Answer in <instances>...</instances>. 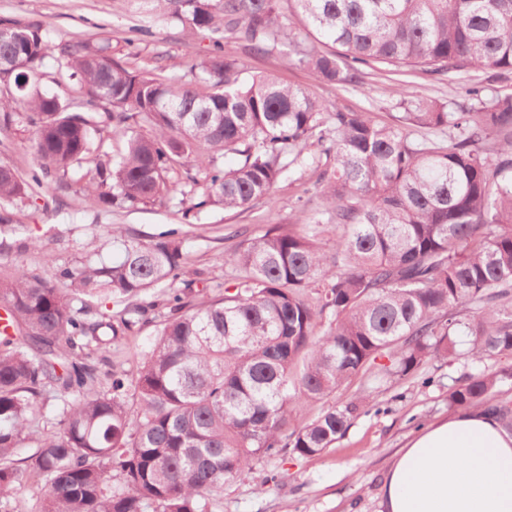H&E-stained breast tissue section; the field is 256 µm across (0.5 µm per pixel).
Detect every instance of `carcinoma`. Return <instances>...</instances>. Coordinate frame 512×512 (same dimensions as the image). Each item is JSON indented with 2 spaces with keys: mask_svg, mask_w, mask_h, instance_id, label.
<instances>
[{
  "mask_svg": "<svg viewBox=\"0 0 512 512\" xmlns=\"http://www.w3.org/2000/svg\"><path fill=\"white\" fill-rule=\"evenodd\" d=\"M145 18L168 15L224 32L256 54H280L316 80L349 85L373 63L442 81L459 71L512 73V0H137ZM4 119L20 109L35 127L37 167L21 180L0 163V203L40 196L73 163L122 134L124 152L98 160L80 193L99 208L186 195L181 160L205 174L196 204L275 202L305 151L319 148L325 207L302 231L275 224L224 255L234 291L185 309L175 283L185 263L179 231L142 239L111 228L122 253L47 275L16 261L0 270V512H217L224 483L265 486L264 459L320 455L372 407L368 395L304 411L382 358L405 379L431 358H512V94L464 87L453 112L408 92L399 125L340 108L275 76L246 80L221 40L193 64L200 79L133 71L109 42L51 44L37 23L0 19ZM54 55L93 112H71L38 86ZM139 118L148 133L129 131ZM238 157L226 168L218 159ZM336 238L319 242L323 223ZM161 327L137 369L105 375L94 354L155 310ZM123 304L120 326L101 310ZM512 366L448 387V407H482L512 432ZM54 392L60 403L42 412ZM38 437L33 453L15 460ZM22 462L25 468L17 466ZM38 507L23 509L28 478Z\"/></svg>",
  "mask_w": 512,
  "mask_h": 512,
  "instance_id": "carcinoma-1",
  "label": "carcinoma"
}]
</instances>
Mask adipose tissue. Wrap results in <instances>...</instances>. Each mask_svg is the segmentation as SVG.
<instances>
[{
  "instance_id": "obj_1",
  "label": "adipose tissue",
  "mask_w": 512,
  "mask_h": 512,
  "mask_svg": "<svg viewBox=\"0 0 512 512\" xmlns=\"http://www.w3.org/2000/svg\"><path fill=\"white\" fill-rule=\"evenodd\" d=\"M384 512H512V434L478 409L424 428L385 481Z\"/></svg>"
}]
</instances>
